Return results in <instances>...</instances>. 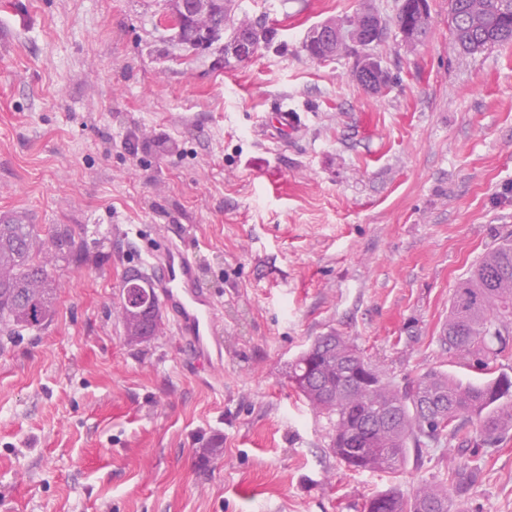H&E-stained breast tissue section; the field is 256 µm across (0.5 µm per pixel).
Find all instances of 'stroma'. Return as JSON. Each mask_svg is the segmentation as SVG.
<instances>
[{
    "instance_id": "stroma-1",
    "label": "stroma",
    "mask_w": 512,
    "mask_h": 512,
    "mask_svg": "<svg viewBox=\"0 0 512 512\" xmlns=\"http://www.w3.org/2000/svg\"><path fill=\"white\" fill-rule=\"evenodd\" d=\"M372 4L390 75L302 45ZM401 0H238L274 27L217 65L160 25L166 0H0V212L100 225L60 263L54 312L0 342V512H364L387 489L481 472L464 512H512V433L485 453L429 444L398 472H352L288 380L319 336L349 337L400 385L474 373L437 341L456 284L512 239V44L461 53L448 0L408 45ZM299 127L274 141L280 103ZM178 231L223 310L224 366L192 370L168 323L129 343L123 280ZM220 439L207 467L198 450Z\"/></svg>"
}]
</instances>
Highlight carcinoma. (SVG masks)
Segmentation results:
<instances>
[{"label":"carcinoma","mask_w":512,"mask_h":512,"mask_svg":"<svg viewBox=\"0 0 512 512\" xmlns=\"http://www.w3.org/2000/svg\"><path fill=\"white\" fill-rule=\"evenodd\" d=\"M450 33L460 51L475 54L512 43V0H448ZM361 14L344 20L349 39L361 48ZM213 21L231 37L262 32L270 44L275 31L241 21L235 10L213 3ZM84 237L66 224L39 234L34 224L0 223V333L39 330L54 311L52 259L79 261ZM120 315L128 340L150 341L158 332L160 307L149 279L126 278ZM441 348L466 360L481 380L464 382L441 369L396 384L379 364L343 336L317 337L289 366L288 380L307 405L331 426V451L350 470L394 472L419 460L425 441L444 436L458 449L473 442L467 425L477 424L480 444L493 446L512 430V376L494 363L512 350V243L487 252L461 280L450 299ZM362 448L355 452L353 448ZM472 475L448 473L449 487L430 485L406 496L390 488L369 498L366 512H455L453 492Z\"/></svg>","instance_id":"cac0c4a2"}]
</instances>
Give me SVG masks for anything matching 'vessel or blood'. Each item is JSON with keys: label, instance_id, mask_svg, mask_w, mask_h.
<instances>
[{"label": "vessel or blood", "instance_id": "1", "mask_svg": "<svg viewBox=\"0 0 512 512\" xmlns=\"http://www.w3.org/2000/svg\"><path fill=\"white\" fill-rule=\"evenodd\" d=\"M156 298L187 362L207 374L224 361L223 318L179 234L157 231L148 249Z\"/></svg>", "mask_w": 512, "mask_h": 512}]
</instances>
